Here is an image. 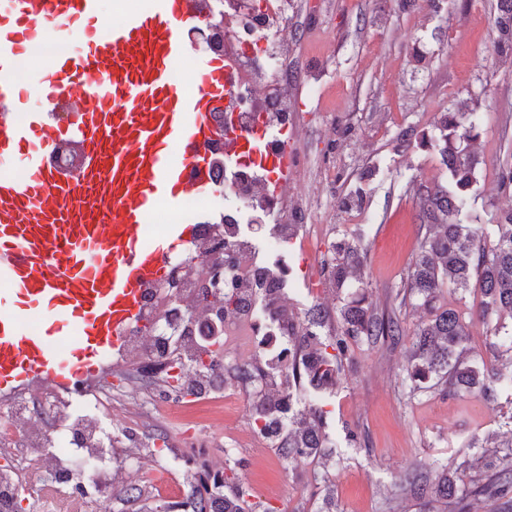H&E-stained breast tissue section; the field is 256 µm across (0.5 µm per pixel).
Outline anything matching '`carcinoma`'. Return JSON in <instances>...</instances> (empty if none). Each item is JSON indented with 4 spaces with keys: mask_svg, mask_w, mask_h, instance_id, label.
<instances>
[{
    "mask_svg": "<svg viewBox=\"0 0 512 512\" xmlns=\"http://www.w3.org/2000/svg\"><path fill=\"white\" fill-rule=\"evenodd\" d=\"M500 12L494 21L497 54L512 60V0H498ZM439 135H421L419 145L438 151L448 171L451 187L441 184L417 186L420 229L424 230L419 253L407 280V293L414 307L426 314L413 332L406 379L412 391L441 388L450 398L477 394L487 401L503 388L512 389V374L494 372L476 362L465 347L469 322L494 315L512 317V211L492 217L491 231L478 233L465 224L468 192L475 182L478 158L469 142L478 137V118L472 112H446ZM365 254L359 241L343 239L333 246L324 268L336 289L345 287L363 265ZM465 295L481 294V301L468 314L442 302L444 288ZM340 326L321 335L330 310L314 305L297 321L288 313V346L279 348L265 362L237 367L243 383L259 382L252 409L275 414L288 412V431L278 444L279 455L288 462L309 456H324L330 447L325 412L320 408L299 410L293 391L304 395L333 390L341 381L344 365L353 358V347L389 343L397 345L405 336L401 321L378 310L369 300L368 289L359 284L338 308ZM276 386V394L265 391ZM482 449L478 462L485 475L472 476L473 464L463 460L455 468L439 464L431 471L412 474L407 481L410 495L432 512L433 503L452 505V512H470L469 499L482 496L498 503V512H512V451L499 456L489 439L474 440ZM248 487L237 484L224 494V512H273L257 509Z\"/></svg>",
    "mask_w": 512,
    "mask_h": 512,
    "instance_id": "cac0c4a2",
    "label": "carcinoma"
}]
</instances>
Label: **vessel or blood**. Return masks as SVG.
Masks as SVG:
<instances>
[{
    "label": "vessel or blood",
    "mask_w": 512,
    "mask_h": 512,
    "mask_svg": "<svg viewBox=\"0 0 512 512\" xmlns=\"http://www.w3.org/2000/svg\"><path fill=\"white\" fill-rule=\"evenodd\" d=\"M210 20L205 0H145L111 23L99 0H0V396L36 383L78 396L109 370L173 258L201 238L187 206L216 192V156L291 177L293 141L272 149L264 124L227 127L230 59L188 43ZM70 39L78 49L27 57ZM23 61L43 109L20 121ZM187 64L191 88L177 77ZM160 203L173 221L155 234Z\"/></svg>",
    "instance_id": "obj_1"
}]
</instances>
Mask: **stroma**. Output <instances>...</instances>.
I'll return each instance as SVG.
<instances>
[{
	"mask_svg": "<svg viewBox=\"0 0 512 512\" xmlns=\"http://www.w3.org/2000/svg\"><path fill=\"white\" fill-rule=\"evenodd\" d=\"M497 0H288V124L301 164L292 172L284 214L297 227L294 244L267 248L275 220L245 217L240 226L265 264L292 263L305 251L307 277L288 287V312L338 307L319 262L343 234L366 250L361 278L378 308L395 307L406 331L421 314L402 305L409 268L418 251L417 183L446 182L436 150L403 146L412 130L437 135L442 113L475 112L480 136L473 145L477 178L469 192L467 222L473 228L512 209V188H503L499 166L512 152V61L493 50ZM364 200L347 205L356 188ZM490 325L473 320L468 347L491 369L512 372V352L489 344ZM409 341L397 346L354 348V361L337 393L324 396L335 443L330 460L284 462L270 440L257 438L249 411L252 386L232 377L242 364L229 345L219 374L229 399L223 419L213 409L183 405L155 376L139 375L136 388L104 377L112 450L123 470L106 505L88 512H137V489L150 491L156 512L171 495L186 504L199 497L194 472L208 466L249 486L277 512H317L323 485L331 483L338 512H415L406 494L414 465L457 466L473 459V438L498 434L512 440V390L495 403L478 397L450 399L436 392L410 394L403 381ZM365 439L355 445L346 429Z\"/></svg>",
	"mask_w": 512,
	"mask_h": 512,
	"instance_id": "stroma-1",
	"label": "stroma"
}]
</instances>
